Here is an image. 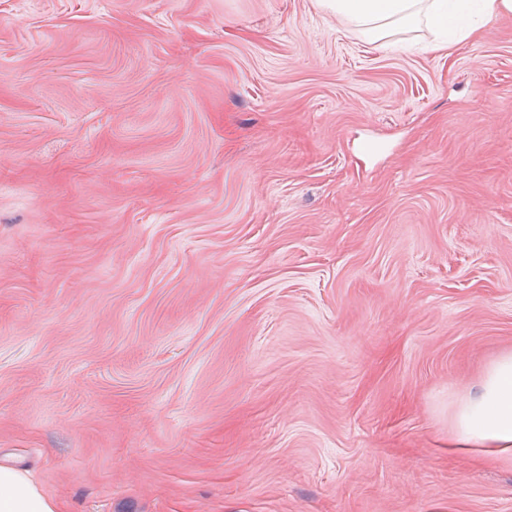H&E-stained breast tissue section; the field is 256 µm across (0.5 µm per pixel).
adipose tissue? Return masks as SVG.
<instances>
[{
	"mask_svg": "<svg viewBox=\"0 0 512 512\" xmlns=\"http://www.w3.org/2000/svg\"><path fill=\"white\" fill-rule=\"evenodd\" d=\"M319 8L365 28L370 42L394 25H426L446 31L444 49L476 29L477 20L512 14V0H316ZM448 445L478 448L493 461L512 465V350L496 356L475 387L455 404ZM0 512H56L53 501L20 464L0 463Z\"/></svg>",
	"mask_w": 512,
	"mask_h": 512,
	"instance_id": "obj_1",
	"label": "adipose tissue"
}]
</instances>
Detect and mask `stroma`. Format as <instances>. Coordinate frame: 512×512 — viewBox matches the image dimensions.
<instances>
[{
    "mask_svg": "<svg viewBox=\"0 0 512 512\" xmlns=\"http://www.w3.org/2000/svg\"><path fill=\"white\" fill-rule=\"evenodd\" d=\"M0 0V458L57 512H512V16ZM319 8L366 28L370 42H378L393 25L445 30L448 38L437 48L448 49L477 28L473 17L490 21L512 14V0H316ZM448 445L480 448L486 458L512 466V350L496 356L456 402Z\"/></svg>",
    "mask_w": 512,
    "mask_h": 512,
    "instance_id": "stroma-1",
    "label": "stroma"
}]
</instances>
